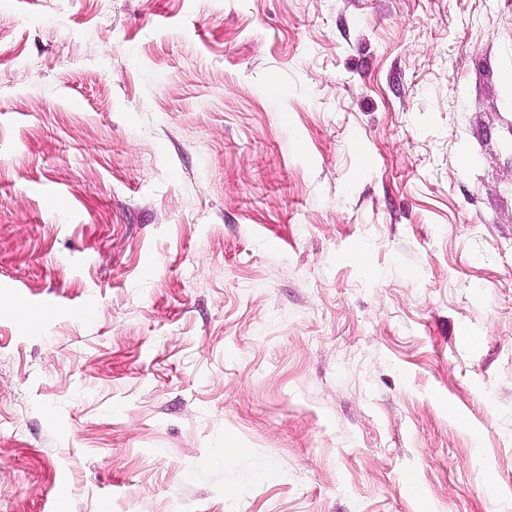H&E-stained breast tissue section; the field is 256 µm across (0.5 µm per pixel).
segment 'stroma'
<instances>
[{"label":"stroma","instance_id":"stroma-1","mask_svg":"<svg viewBox=\"0 0 512 512\" xmlns=\"http://www.w3.org/2000/svg\"><path fill=\"white\" fill-rule=\"evenodd\" d=\"M105 502L512 512V0H0V512Z\"/></svg>","mask_w":512,"mask_h":512}]
</instances>
